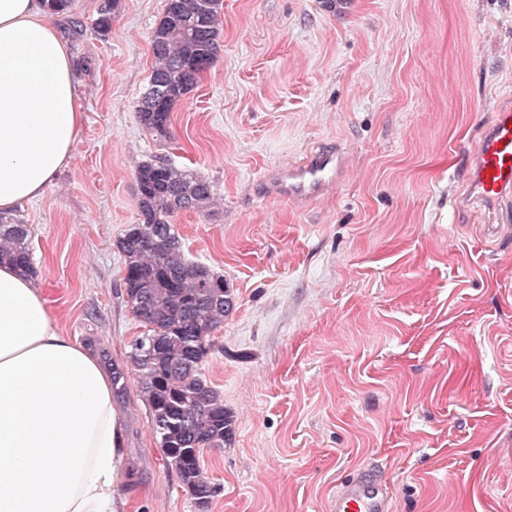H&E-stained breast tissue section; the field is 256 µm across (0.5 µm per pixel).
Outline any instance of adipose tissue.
Here are the masks:
<instances>
[{
  "instance_id": "1",
  "label": "adipose tissue",
  "mask_w": 512,
  "mask_h": 512,
  "mask_svg": "<svg viewBox=\"0 0 512 512\" xmlns=\"http://www.w3.org/2000/svg\"><path fill=\"white\" fill-rule=\"evenodd\" d=\"M43 0H0V213L41 197L84 110ZM112 380L59 332L40 284L0 264V512H124Z\"/></svg>"
}]
</instances>
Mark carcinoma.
I'll return each instance as SVG.
<instances>
[{"instance_id": "carcinoma-1", "label": "carcinoma", "mask_w": 512, "mask_h": 512, "mask_svg": "<svg viewBox=\"0 0 512 512\" xmlns=\"http://www.w3.org/2000/svg\"><path fill=\"white\" fill-rule=\"evenodd\" d=\"M119 3L104 0L94 23L98 32L110 30ZM223 18V0H165L151 34L149 89L138 107L154 140L171 139L173 107L214 63ZM135 186L139 222L118 240L127 303L147 328L131 345V371L158 447L203 512L215 493L201 464L203 451L230 443L235 419L202 363L212 333L233 308V290L224 275L187 257L172 220L183 211L210 215L215 193L208 179L164 158L141 164ZM29 235L28 225L0 217V263L33 274Z\"/></svg>"}]
</instances>
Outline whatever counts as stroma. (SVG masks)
<instances>
[{
  "instance_id": "1",
  "label": "stroma",
  "mask_w": 512,
  "mask_h": 512,
  "mask_svg": "<svg viewBox=\"0 0 512 512\" xmlns=\"http://www.w3.org/2000/svg\"><path fill=\"white\" fill-rule=\"evenodd\" d=\"M73 0L66 27L85 124L69 165L7 219L31 230L62 335L124 370L143 329L123 286L135 171L154 157L220 202L174 222L235 307L203 373L235 417L204 450L207 512H322L371 464L394 512H512V234L464 223L468 153L512 104V0H224L217 59L156 143L137 114L165 0ZM340 147L326 196H270L275 169ZM116 397L117 495L197 512L150 428L134 375Z\"/></svg>"
}]
</instances>
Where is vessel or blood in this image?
I'll return each instance as SVG.
<instances>
[{"label":"vessel or blood","instance_id":"obj_1","mask_svg":"<svg viewBox=\"0 0 512 512\" xmlns=\"http://www.w3.org/2000/svg\"><path fill=\"white\" fill-rule=\"evenodd\" d=\"M339 166L335 149L318 152L278 179L280 195L312 199L322 195ZM469 200L501 205L512 201V108H496L481 129L468 161ZM392 487L376 468L362 467L341 480L326 500L325 512H393Z\"/></svg>","mask_w":512,"mask_h":512}]
</instances>
